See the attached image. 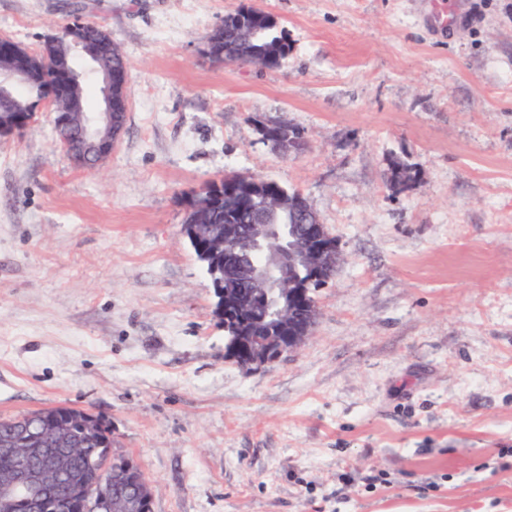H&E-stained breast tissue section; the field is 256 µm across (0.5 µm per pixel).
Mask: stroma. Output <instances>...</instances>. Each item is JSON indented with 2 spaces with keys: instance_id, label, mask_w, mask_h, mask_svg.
<instances>
[{
  "instance_id": "stroma-1",
  "label": "stroma",
  "mask_w": 512,
  "mask_h": 512,
  "mask_svg": "<svg viewBox=\"0 0 512 512\" xmlns=\"http://www.w3.org/2000/svg\"><path fill=\"white\" fill-rule=\"evenodd\" d=\"M251 2L0 0V38L77 17L130 66L99 169L47 104L0 137V416H101L154 512H512V0H261L279 68L204 56ZM227 173L303 195L343 256L305 343L251 371L182 232ZM260 132L262 133L264 139L267 136L277 138L282 144L280 145L281 149L286 152V154H294L296 152H300L305 146L300 145L302 142L298 137L293 136L291 127L288 124L280 123V122H270L265 123L260 126Z\"/></svg>"
}]
</instances>
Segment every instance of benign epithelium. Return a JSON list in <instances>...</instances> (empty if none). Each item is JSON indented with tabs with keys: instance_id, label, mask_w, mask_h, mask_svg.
I'll list each match as a JSON object with an SVG mask.
<instances>
[{
	"instance_id": "1",
	"label": "benign epithelium",
	"mask_w": 512,
	"mask_h": 512,
	"mask_svg": "<svg viewBox=\"0 0 512 512\" xmlns=\"http://www.w3.org/2000/svg\"><path fill=\"white\" fill-rule=\"evenodd\" d=\"M71 53L81 51L90 70L98 79L99 107L91 112L82 109L77 88L83 82L76 68H71L68 87L71 98L68 107L57 110L58 125L70 131L63 139L67 158L76 166L86 170L98 168L117 146L124 130L127 112L124 97L128 77L120 80L112 78V67L99 55L84 45L83 37L71 35ZM26 74L14 69L8 59H0V99L14 95L25 84ZM32 118L28 112H12L0 122V136L22 132L30 127ZM263 136L275 137L281 142V149L294 154L303 149L301 139L293 136L291 127L285 123L270 122L260 126ZM230 192L244 201L258 200L264 206L275 210L288 209L286 197L275 191L272 181L266 178L253 180L250 186L234 183L224 188L217 182L210 193L196 200V224L192 225L193 241L209 235L207 213L211 198ZM234 245L224 250V259L238 263L240 271L246 276L248 287L254 289V297L267 310L279 318H290L295 323L293 332L279 338L271 347L258 350L244 348V357L240 366L245 370L267 367L276 362V357L298 350L311 335L317 318V308L305 302L304 286L289 279V270L300 264L312 278H320L324 267L336 255V243L326 235L316 238H296L288 240V230L283 224H252L247 230L237 224H228L224 229V240L213 242V246ZM216 310L224 318L233 314H242L244 309L233 302L229 289L216 291ZM45 447H24L23 433L6 436L0 441V448L8 454L22 456L38 455L40 465L36 468L23 467L0 478V512H8L17 495H23L29 512H46L52 488L64 477V446L68 438L64 430L55 424H47L41 430ZM95 468L98 484L83 490L80 496L82 512H99L112 509V502L104 500L102 486L112 481V454L99 459ZM126 506L131 512H152L153 497L137 489L127 495Z\"/></svg>"
}]
</instances>
